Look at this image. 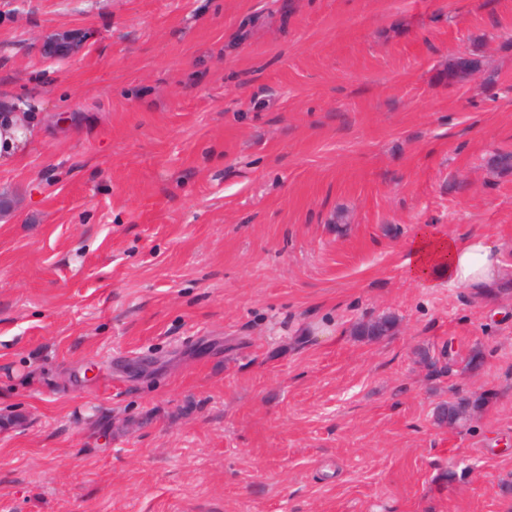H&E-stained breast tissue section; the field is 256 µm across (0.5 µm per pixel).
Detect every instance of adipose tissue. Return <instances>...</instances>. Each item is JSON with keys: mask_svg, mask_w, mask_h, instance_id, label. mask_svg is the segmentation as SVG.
I'll return each mask as SVG.
<instances>
[{"mask_svg": "<svg viewBox=\"0 0 512 512\" xmlns=\"http://www.w3.org/2000/svg\"><path fill=\"white\" fill-rule=\"evenodd\" d=\"M403 264L416 283L445 282L470 289L486 300L512 276V263L506 261L499 245L480 233L456 237L422 229L407 244Z\"/></svg>", "mask_w": 512, "mask_h": 512, "instance_id": "adipose-tissue-1", "label": "adipose tissue"}]
</instances>
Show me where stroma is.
Masks as SVG:
<instances>
[{
  "label": "stroma",
  "mask_w": 512,
  "mask_h": 512,
  "mask_svg": "<svg viewBox=\"0 0 512 512\" xmlns=\"http://www.w3.org/2000/svg\"><path fill=\"white\" fill-rule=\"evenodd\" d=\"M21 97L0 512H512V278L403 269L425 224L512 257V0H0ZM83 37V34L79 32V30L57 34L47 41L46 47L48 48L45 53L53 58L67 57L73 52L74 48L82 42ZM57 48H59V52L56 51ZM480 66V59L473 53L454 56L448 62L449 83H461L468 80L474 73L479 71ZM393 325L394 321L392 316L383 315L375 320L359 325L357 334L368 339H375L387 336L391 332ZM487 402V399L481 395L474 399L471 397H456L437 407L436 419L440 424L458 426L468 420L472 410L483 407Z\"/></svg>",
  "instance_id": "stroma-1"
}]
</instances>
